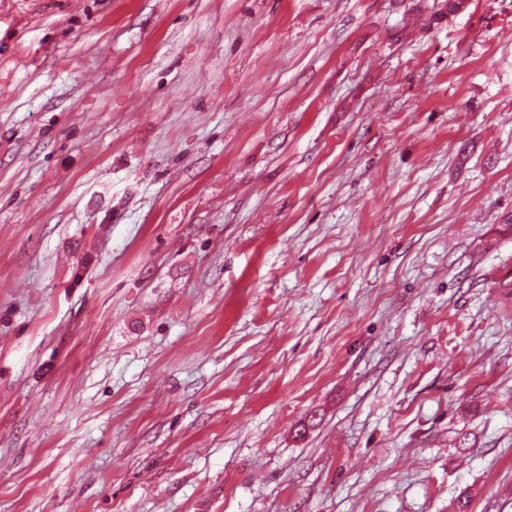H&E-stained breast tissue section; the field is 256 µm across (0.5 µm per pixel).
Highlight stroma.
I'll return each instance as SVG.
<instances>
[{
	"label": "stroma",
	"instance_id": "stroma-1",
	"mask_svg": "<svg viewBox=\"0 0 512 512\" xmlns=\"http://www.w3.org/2000/svg\"><path fill=\"white\" fill-rule=\"evenodd\" d=\"M510 217L512 0H0V512H512Z\"/></svg>",
	"mask_w": 512,
	"mask_h": 512
}]
</instances>
